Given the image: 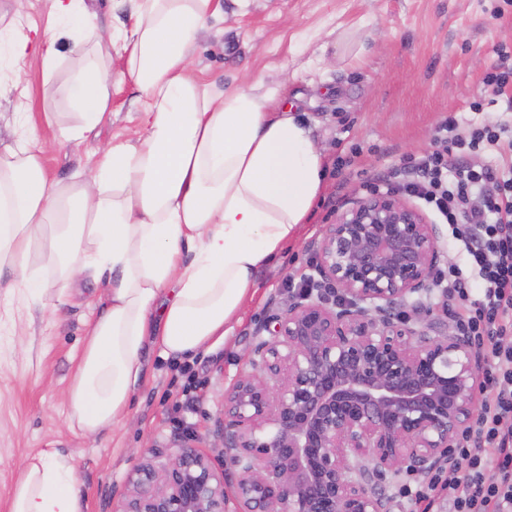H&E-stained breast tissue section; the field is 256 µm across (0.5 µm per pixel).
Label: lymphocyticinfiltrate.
I'll return each mask as SVG.
<instances>
[{
	"label": "lymphocytic infiltrate",
	"instance_id": "obj_1",
	"mask_svg": "<svg viewBox=\"0 0 512 512\" xmlns=\"http://www.w3.org/2000/svg\"><path fill=\"white\" fill-rule=\"evenodd\" d=\"M455 115L438 124L434 147L408 157L399 187L424 202L453 229L467 267L438 271V285L458 311V328L472 339L483 359L481 410L461 445L453 449L457 473L441 487L444 500L416 491L422 512H512V168L475 166L453 160L454 150L497 144L506 129L487 123L468 136L456 135ZM494 461L496 479L485 476Z\"/></svg>",
	"mask_w": 512,
	"mask_h": 512
}]
</instances>
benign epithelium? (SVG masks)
<instances>
[{
    "mask_svg": "<svg viewBox=\"0 0 512 512\" xmlns=\"http://www.w3.org/2000/svg\"><path fill=\"white\" fill-rule=\"evenodd\" d=\"M313 250L319 288L272 315L224 395L233 512H389L390 487L451 467L480 411V356L448 331L434 278L438 225L376 191L337 213ZM436 297L441 317L403 312ZM224 469L186 442L138 469L113 512H227Z\"/></svg>",
    "mask_w": 512,
    "mask_h": 512,
    "instance_id": "1",
    "label": "benign epithelium"
}]
</instances>
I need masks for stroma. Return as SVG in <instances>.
<instances>
[{
  "label": "stroma",
  "mask_w": 512,
  "mask_h": 512,
  "mask_svg": "<svg viewBox=\"0 0 512 512\" xmlns=\"http://www.w3.org/2000/svg\"><path fill=\"white\" fill-rule=\"evenodd\" d=\"M221 11L191 58L192 74L217 92L273 94L310 129L323 153L324 187L299 239L259 270L255 298L227 340L193 360L150 349L125 423L97 436L68 426L65 392L87 322L100 311L97 284L82 279L67 304L39 306L0 295V512L28 456L54 446L71 457L88 512H112L128 477L162 465L188 435L221 464L223 399L246 371L258 324L314 271L311 243L375 174L433 148L441 117L459 133L482 121L512 126V85L486 91L484 75L512 54V0H220ZM482 111H472L475 101ZM146 101L131 81H113L112 116L81 142L63 141L70 116L46 83L40 57L0 97V147L28 114L49 177L92 169L97 151L136 138Z\"/></svg>",
  "instance_id": "obj_1"
}]
</instances>
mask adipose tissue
Segmentation results:
<instances>
[{"label":"adipose tissue","instance_id":"1","mask_svg":"<svg viewBox=\"0 0 512 512\" xmlns=\"http://www.w3.org/2000/svg\"><path fill=\"white\" fill-rule=\"evenodd\" d=\"M78 0H52L61 33L83 65L57 84L75 111L63 140L92 133L112 113V49L122 77L147 100L143 134L103 147L92 170L45 174L33 126L0 149V275L7 292L64 304L73 281L102 282L66 391L71 427L95 435L123 422L147 346L194 358L229 336L256 293L259 269L297 239L322 189L323 157L288 110L237 88L216 97L189 74L214 0H129L131 25L100 30ZM0 24V54L19 68L41 55L53 77V38ZM7 512H86L75 467L59 449L29 456Z\"/></svg>","mask_w":512,"mask_h":512}]
</instances>
